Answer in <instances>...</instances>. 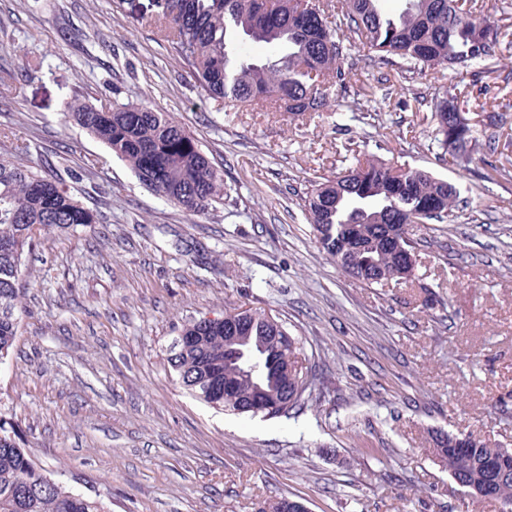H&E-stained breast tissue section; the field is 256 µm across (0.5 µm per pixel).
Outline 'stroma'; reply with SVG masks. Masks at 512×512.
<instances>
[{
	"label": "stroma",
	"mask_w": 512,
	"mask_h": 512,
	"mask_svg": "<svg viewBox=\"0 0 512 512\" xmlns=\"http://www.w3.org/2000/svg\"><path fill=\"white\" fill-rule=\"evenodd\" d=\"M341 67L332 94L380 111L379 125L332 106L296 118L210 99L155 25L131 24L112 0H0V72L17 80L0 93V129L98 216L42 231L0 362V418L52 478L111 512H255L282 496L309 512H499L465 495L429 435L512 448V182L483 178L512 169V111L497 153L462 170L439 160L429 121L459 72L399 80L362 49ZM76 95L168 113L222 174L223 201L192 214L145 188L66 121ZM357 152L460 189L455 221L414 225L410 282L368 287L315 242L304 197ZM237 307L301 339L314 373L302 411L216 410L170 373L184 324Z\"/></svg>",
	"instance_id": "1"
}]
</instances>
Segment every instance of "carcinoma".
<instances>
[{
    "label": "carcinoma",
    "mask_w": 512,
    "mask_h": 512,
    "mask_svg": "<svg viewBox=\"0 0 512 512\" xmlns=\"http://www.w3.org/2000/svg\"><path fill=\"white\" fill-rule=\"evenodd\" d=\"M116 11L133 22L152 19L188 66L206 96L228 103L271 100L295 116L330 106L322 84L343 82L341 61L354 48L396 67L407 78L425 67L465 68L477 78L500 71L495 47L502 25L477 16L481 5L470 0H400L394 13L380 0H338V22L331 25L320 5L312 4L311 19H299L298 0H113ZM249 40L280 49L275 59L242 57L239 42ZM465 96L445 93L435 98L430 121L434 141L455 165L469 168L477 150L495 153L499 146L490 129L494 115L463 117ZM66 114L91 136L125 161L141 184L166 201L198 213L224 199V179L195 138L177 121L148 105L131 103L106 110L77 97L65 103ZM29 148L16 143L0 152V362L11 353L18 330L17 310L24 295V257L46 228L67 231L97 223L63 184L22 165ZM391 166L373 157L356 162L323 179L305 198V208L319 247L345 273L382 287L408 281L401 273L395 241L413 251L417 242L394 225L405 209L421 214L433 201L439 213L423 221L443 223L454 216L457 187L428 171L412 169L408 182L393 191ZM243 324L241 349L255 356L271 355L273 365L245 378L239 350L224 343V324L200 319L186 325L187 342L170 348L167 362L181 386L211 407L240 413L239 403L253 396L271 400V418L288 416L311 395L313 375L305 365L300 341L286 322L253 309ZM460 436L431 435L432 453L463 481L481 479L484 462H496L502 449L476 441L471 458L456 460ZM0 512H108L98 496L68 490L42 472L21 447L18 433L0 419Z\"/></svg>",
    "instance_id": "carcinoma-1"
}]
</instances>
